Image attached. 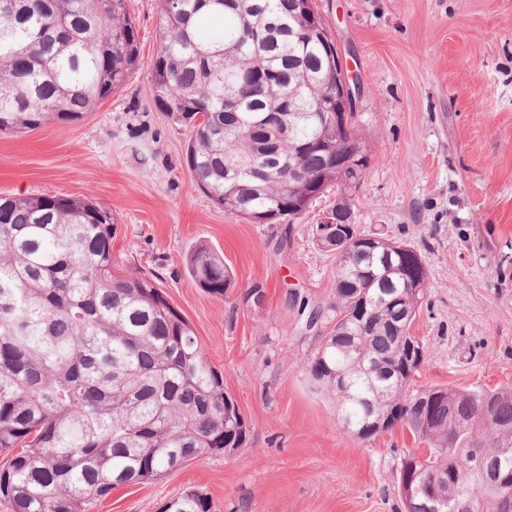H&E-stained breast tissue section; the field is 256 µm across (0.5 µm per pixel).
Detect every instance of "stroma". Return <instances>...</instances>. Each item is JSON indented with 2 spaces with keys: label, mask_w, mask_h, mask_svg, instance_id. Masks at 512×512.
Wrapping results in <instances>:
<instances>
[{
  "label": "stroma",
  "mask_w": 512,
  "mask_h": 512,
  "mask_svg": "<svg viewBox=\"0 0 512 512\" xmlns=\"http://www.w3.org/2000/svg\"><path fill=\"white\" fill-rule=\"evenodd\" d=\"M315 4L360 80L355 121L370 163L347 191L327 186L299 223H250L197 188L189 130L152 101L156 0H128L144 66L118 92L78 124L0 134V196L110 208L117 273L157 277L249 426L238 452L116 488L88 512H162L185 489L206 494L209 512H401L412 435L351 436L307 373L320 331L299 304L329 309L336 273L312 229L343 195L361 231L414 246L426 264L414 388H512V0ZM199 244L232 268L227 296L189 275ZM256 282L259 306L246 297Z\"/></svg>",
  "instance_id": "obj_1"
}]
</instances>
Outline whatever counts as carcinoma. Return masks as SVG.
<instances>
[{
  "mask_svg": "<svg viewBox=\"0 0 512 512\" xmlns=\"http://www.w3.org/2000/svg\"><path fill=\"white\" fill-rule=\"evenodd\" d=\"M149 64L156 107L191 130L187 166L219 209L291 224L290 202L336 172L355 124L336 131L325 98L336 81L323 44L293 21L296 0H159ZM126 0H0V133L75 124L139 69ZM281 112L280 137L263 121ZM333 318L308 374L336 398L344 431L368 439L398 425L423 444L401 477L426 482L444 512H474L512 482L479 475L512 457V389L411 391L401 361L428 288L421 254L364 234L337 214ZM112 210L67 196H0V497L13 512H86L90 499L156 482L227 455L248 432L191 323L156 281L119 275ZM187 269L224 296L234 274L199 245ZM341 375L347 379L336 381ZM164 512H209L200 491Z\"/></svg>",
  "mask_w": 512,
  "mask_h": 512,
  "instance_id": "obj_1",
  "label": "carcinoma"
}]
</instances>
